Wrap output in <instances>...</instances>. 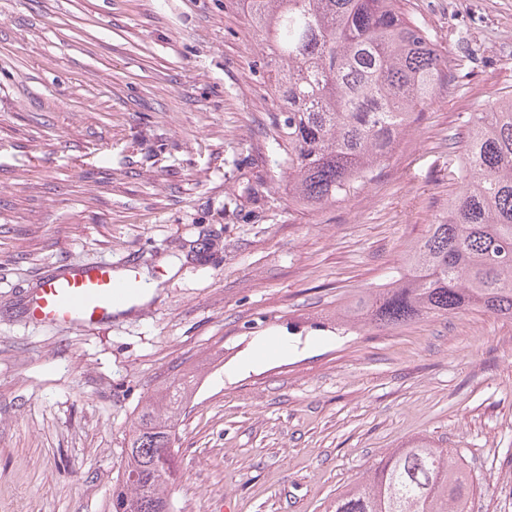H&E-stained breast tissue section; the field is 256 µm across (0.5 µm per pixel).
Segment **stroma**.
<instances>
[{
	"instance_id": "1",
	"label": "stroma",
	"mask_w": 512,
	"mask_h": 512,
	"mask_svg": "<svg viewBox=\"0 0 512 512\" xmlns=\"http://www.w3.org/2000/svg\"><path fill=\"white\" fill-rule=\"evenodd\" d=\"M400 7L448 79L371 181L306 209L236 0H0V512H112L148 405L172 512H332L419 439L478 476L472 512H512V318L340 320L447 217L471 116L512 93V0ZM130 259L155 285L135 313L26 317L58 265Z\"/></svg>"
}]
</instances>
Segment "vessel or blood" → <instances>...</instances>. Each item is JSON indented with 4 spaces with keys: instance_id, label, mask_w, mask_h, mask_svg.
Segmentation results:
<instances>
[{
    "instance_id": "b4317fda",
    "label": "vessel or blood",
    "mask_w": 512,
    "mask_h": 512,
    "mask_svg": "<svg viewBox=\"0 0 512 512\" xmlns=\"http://www.w3.org/2000/svg\"><path fill=\"white\" fill-rule=\"evenodd\" d=\"M143 292L133 264L63 265L29 291L25 312L46 326L107 325L138 306Z\"/></svg>"
}]
</instances>
